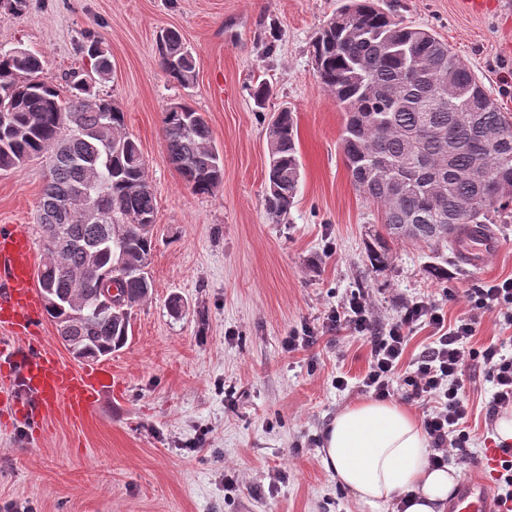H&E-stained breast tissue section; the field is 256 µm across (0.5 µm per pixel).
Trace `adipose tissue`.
I'll list each match as a JSON object with an SVG mask.
<instances>
[{"mask_svg": "<svg viewBox=\"0 0 512 512\" xmlns=\"http://www.w3.org/2000/svg\"><path fill=\"white\" fill-rule=\"evenodd\" d=\"M427 446V435L410 411L392 401L365 399L331 421L321 461L372 512L400 499L404 512H446L456 472L431 467Z\"/></svg>", "mask_w": 512, "mask_h": 512, "instance_id": "ef3b65f1", "label": "adipose tissue"}]
</instances>
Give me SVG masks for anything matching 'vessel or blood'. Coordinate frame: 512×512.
Masks as SVG:
<instances>
[{"label": "vessel or blood", "mask_w": 512, "mask_h": 512, "mask_svg": "<svg viewBox=\"0 0 512 512\" xmlns=\"http://www.w3.org/2000/svg\"><path fill=\"white\" fill-rule=\"evenodd\" d=\"M499 248L492 234L472 240L462 261L481 269ZM35 257L27 234L16 225L0 226V327L17 339L0 363V379L16 381L30 395V402L14 396L0 399V407L31 420L40 427L46 415L63 408L70 418L82 421L92 415L100 395L118 387L111 368L89 364L79 369L63 367L45 346L38 330L40 297L33 286ZM448 512H506L497 504L482 478H464L452 497Z\"/></svg>", "instance_id": "1"}]
</instances>
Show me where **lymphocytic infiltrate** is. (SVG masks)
I'll return each mask as SVG.
<instances>
[{"mask_svg":"<svg viewBox=\"0 0 512 512\" xmlns=\"http://www.w3.org/2000/svg\"><path fill=\"white\" fill-rule=\"evenodd\" d=\"M467 309L446 324L438 308L424 301L405 303L399 317L384 325L371 318L370 301L354 293L327 316L326 331L349 330L365 338L370 346V364L360 382L363 391L378 398L400 397L423 409V427L432 441L431 465L442 467L449 460H471L467 445L469 406L464 397L466 368L479 367L494 387L489 414L512 409V356L501 346L473 347L471 341L485 314L494 310L512 324V278L492 285L465 289ZM431 328L434 341L416 361L413 370L400 367L411 335L419 325Z\"/></svg>","mask_w":512,"mask_h":512,"instance_id":"1","label":"lymphocytic infiltrate"}]
</instances>
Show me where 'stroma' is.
I'll return each instance as SVG.
<instances>
[{"label": "stroma", "instance_id": "stroma-1", "mask_svg": "<svg viewBox=\"0 0 512 512\" xmlns=\"http://www.w3.org/2000/svg\"><path fill=\"white\" fill-rule=\"evenodd\" d=\"M404 23L431 31L512 113V6L504 0H374ZM342 0H27L0 17V49L38 53L60 93L71 77L125 113L156 196V247L148 301L131 312L132 335L105 357L121 382L93 414L73 424L65 411L42 430L0 421V512H360L321 463L323 433L358 387L370 346L348 330L323 333L286 353L289 329L321 325L350 294L367 293L373 318L396 319L403 302L427 301L448 320L465 310L466 288L512 276V223L493 225L501 246L483 268L459 264L447 247L391 242L390 263L369 261L381 224L353 184L340 149L344 114L319 82L311 43ZM178 30L197 61L181 88L158 65L157 42ZM94 33L112 65L94 80L82 53ZM271 94L257 106L251 90ZM208 121L224 158V180L195 194L162 136L171 104ZM297 117L301 164L288 216L265 209L268 127L281 109ZM48 174L35 159L0 172V225L27 232L36 253ZM447 269L432 278L429 266ZM179 298L181 314L169 308ZM346 389H336V376ZM493 386L465 371L470 451L499 445L488 428ZM238 480L227 486L225 466Z\"/></svg>", "mask_w": 512, "mask_h": 512}]
</instances>
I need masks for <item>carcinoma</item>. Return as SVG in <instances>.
Here are the masks:
<instances>
[{"mask_svg": "<svg viewBox=\"0 0 512 512\" xmlns=\"http://www.w3.org/2000/svg\"><path fill=\"white\" fill-rule=\"evenodd\" d=\"M320 83L344 112L341 149L354 185L381 214L375 265L390 261L387 241L412 240L457 251L463 238L490 224L512 222V114L448 44L426 29L407 25L375 7L374 0H346L311 44ZM95 59L100 80L111 74L99 40L80 46ZM159 65L183 88L196 80V63L176 30L159 40ZM39 55L0 51V171H11L62 147L44 185L40 221L48 260L43 275L57 304H44L52 322L68 316L67 298H92L76 321L69 345L97 361L122 349L131 324L104 305L113 265L125 264L121 293L128 309L147 301L155 248L141 225L155 223V195L137 141L126 131L124 112L112 100L94 98L82 81L61 97L42 76ZM451 83L445 99L435 89ZM164 137L172 162L196 194H211L224 179V162L210 127L189 104L166 113ZM293 112H278L269 128L266 210L285 217L300 180ZM444 194L436 213L433 200ZM100 201L111 212L103 224L78 215ZM412 224L405 232L402 225ZM101 249L97 279L79 276L84 246Z\"/></svg>", "mask_w": 512, "mask_h": 512, "instance_id": "carcinoma-1", "label": "carcinoma"}]
</instances>
